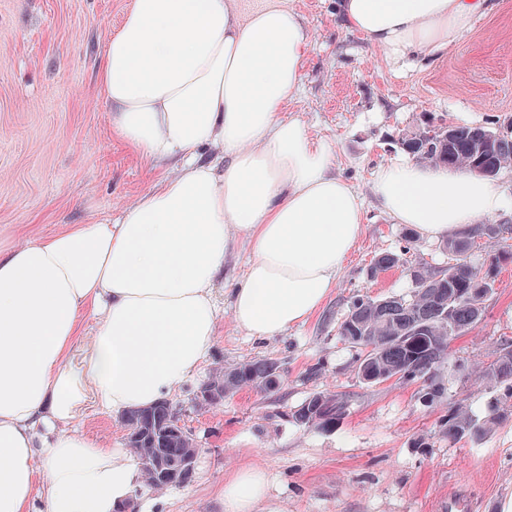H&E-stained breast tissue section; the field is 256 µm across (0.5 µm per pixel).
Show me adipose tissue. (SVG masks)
<instances>
[{
    "label": "adipose tissue",
    "mask_w": 512,
    "mask_h": 512,
    "mask_svg": "<svg viewBox=\"0 0 512 512\" xmlns=\"http://www.w3.org/2000/svg\"><path fill=\"white\" fill-rule=\"evenodd\" d=\"M491 0H339L348 32L385 58L433 57ZM310 34L288 0H132L97 74L113 132L175 175L117 224H71L0 252V512H118L141 484L129 452L76 426L155 406L194 379L215 343L214 288L238 242L247 269L235 326L258 341L306 322L354 248L372 196L438 240L512 211L463 168L382 164L361 195L335 153L284 119ZM220 152L203 160L204 148ZM97 319L92 335L86 316ZM266 473L239 469L221 512H256Z\"/></svg>",
    "instance_id": "adipose-tissue-1"
}]
</instances>
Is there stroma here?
I'll use <instances>...</instances> for the list:
<instances>
[{"instance_id":"obj_1","label":"stroma","mask_w":512,"mask_h":512,"mask_svg":"<svg viewBox=\"0 0 512 512\" xmlns=\"http://www.w3.org/2000/svg\"><path fill=\"white\" fill-rule=\"evenodd\" d=\"M132 0H0V249L55 234L69 224L119 223L124 207L152 190L167 169L135 154L110 130L97 83L106 42ZM311 40L287 116L337 151L340 173L367 193L373 170L403 157L401 140L433 115L453 125L512 118V0L434 60L386 62L348 32L336 0H291ZM443 243L409 235L374 201L329 299L283 337L258 342L231 319L219 294L214 351L204 372L271 357L281 383L264 394L244 388L202 409L200 379L171 399L202 449L183 486L142 489L141 512H214L217 492L239 467L269 475L259 512H501L512 498V418L477 441L448 443L436 423L455 404L483 419L501 396L481 370L501 337H512V261L502 263L479 323L448 349L441 401L417 383L360 380L337 327L354 297L409 294L400 268L370 269L379 251L412 263L446 265ZM346 396L334 428L306 429L290 414L316 392Z\"/></svg>"}]
</instances>
